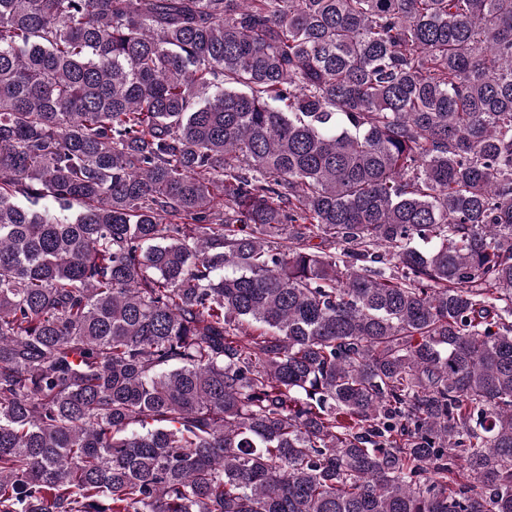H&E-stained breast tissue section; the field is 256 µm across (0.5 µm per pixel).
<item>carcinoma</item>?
Here are the masks:
<instances>
[{
  "instance_id": "cac0c4a2",
  "label": "carcinoma",
  "mask_w": 512,
  "mask_h": 512,
  "mask_svg": "<svg viewBox=\"0 0 512 512\" xmlns=\"http://www.w3.org/2000/svg\"><path fill=\"white\" fill-rule=\"evenodd\" d=\"M0 512H512V0H0Z\"/></svg>"
}]
</instances>
